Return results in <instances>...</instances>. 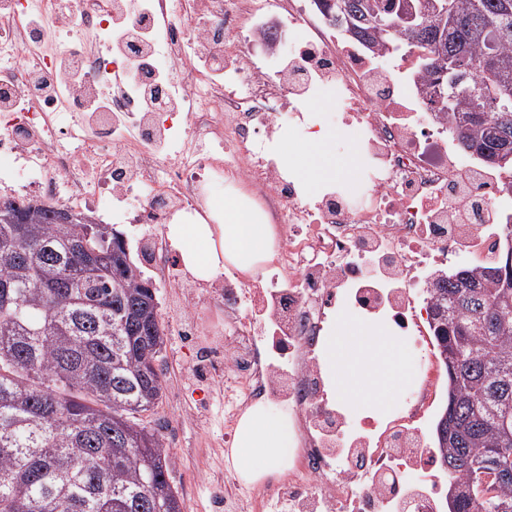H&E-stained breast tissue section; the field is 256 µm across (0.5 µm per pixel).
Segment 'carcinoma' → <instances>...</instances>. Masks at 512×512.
Returning a JSON list of instances; mask_svg holds the SVG:
<instances>
[{
    "label": "carcinoma",
    "instance_id": "1",
    "mask_svg": "<svg viewBox=\"0 0 512 512\" xmlns=\"http://www.w3.org/2000/svg\"><path fill=\"white\" fill-rule=\"evenodd\" d=\"M512 0H316L366 48L416 58L424 104L495 168L512 143ZM459 82L434 98L448 60ZM448 375L437 443L455 512H512V250L437 278L429 305ZM155 289L112 224L0 196V512H181L168 448L142 414L163 397Z\"/></svg>",
    "mask_w": 512,
    "mask_h": 512
}]
</instances>
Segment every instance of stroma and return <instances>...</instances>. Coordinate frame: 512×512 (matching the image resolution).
<instances>
[{
    "mask_svg": "<svg viewBox=\"0 0 512 512\" xmlns=\"http://www.w3.org/2000/svg\"><path fill=\"white\" fill-rule=\"evenodd\" d=\"M94 218L114 224L126 236L130 255L152 277L167 336L163 360L162 404L150 425L163 436L170 451V481L177 490L182 512H217L214 489L232 473L230 455L224 451V424L229 406L223 378L194 377L192 369L205 359L206 346L181 336L179 327L190 317L210 315L208 292L216 281L195 280L183 270H171L168 279L156 278L142 254L149 237L158 235L153 224H125L98 212Z\"/></svg>",
    "mask_w": 512,
    "mask_h": 512,
    "instance_id": "stroma-1",
    "label": "stroma"
}]
</instances>
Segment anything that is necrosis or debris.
<instances>
[{
    "instance_id": "necrosis-or-debris-1",
    "label": "necrosis or debris",
    "mask_w": 512,
    "mask_h": 512,
    "mask_svg": "<svg viewBox=\"0 0 512 512\" xmlns=\"http://www.w3.org/2000/svg\"><path fill=\"white\" fill-rule=\"evenodd\" d=\"M125 4L0 0V160L12 161L0 185L77 212L109 196L120 213L147 181L157 192L134 220L168 224L205 217L210 179L250 184L278 249L254 275L224 278L216 353L234 388L224 445L260 398L287 407L298 445L287 482L242 493L225 480V512H442L437 453L422 434L440 388L428 289L449 256L492 260L499 241L488 226L512 215L499 195L506 172L475 167L449 140L410 57L378 67L375 54L335 35L314 0H143L136 18ZM270 13L291 29L297 54L261 49L256 32ZM322 89L361 128L355 149L369 190L357 204L336 192L306 203L256 137L303 125L300 105ZM179 129L194 145L183 162L170 156ZM341 301L389 319L426 354L406 405L357 427L328 400L318 354Z\"/></svg>"
}]
</instances>
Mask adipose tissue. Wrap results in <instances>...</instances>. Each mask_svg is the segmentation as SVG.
<instances>
[{"mask_svg":"<svg viewBox=\"0 0 512 512\" xmlns=\"http://www.w3.org/2000/svg\"><path fill=\"white\" fill-rule=\"evenodd\" d=\"M281 159L310 193L343 174L333 137L327 133L306 144L284 140ZM246 201L239 189L231 187L223 199L209 200V222L166 225L165 235L186 273L210 281L231 267L250 272L273 256L274 229L265 213ZM321 352L335 398L355 411L386 410L393 391L416 379L406 349L386 327L374 322L351 316L336 323L323 334ZM296 445L297 434L287 414L258 403L238 423L232 463L243 480L255 482L269 469H287Z\"/></svg>","mask_w":512,"mask_h":512,"instance_id":"ef3b65f1","label":"adipose tissue"}]
</instances>
